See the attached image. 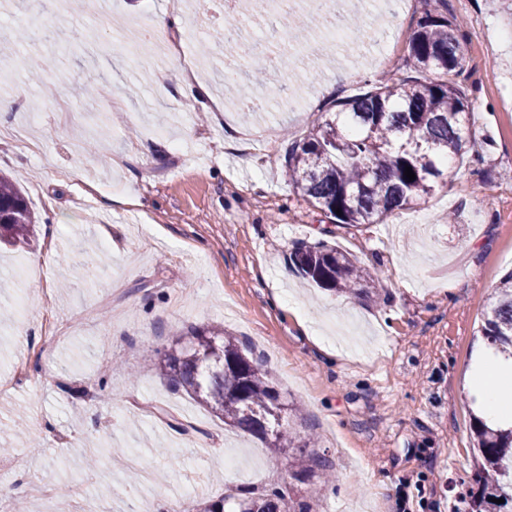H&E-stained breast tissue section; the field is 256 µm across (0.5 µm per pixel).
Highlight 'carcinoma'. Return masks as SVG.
Listing matches in <instances>:
<instances>
[{"instance_id": "1", "label": "carcinoma", "mask_w": 512, "mask_h": 512, "mask_svg": "<svg viewBox=\"0 0 512 512\" xmlns=\"http://www.w3.org/2000/svg\"><path fill=\"white\" fill-rule=\"evenodd\" d=\"M436 3L423 12L408 38L401 74L338 102L334 117L288 146V185L333 224L383 223L392 212L430 195L448 162L464 158L472 147V107L459 80L466 71L460 23L448 18L447 0ZM253 4L237 0L234 20L211 37L231 47L232 64L243 60L258 74L272 70L284 90L291 81L288 56L258 53L239 35L240 18L257 17ZM336 17L342 30L360 32L357 18L344 14L340 3ZM407 166L415 174L411 182L404 175ZM35 224L18 180L0 174V243L28 244ZM291 262L326 290L376 296L377 270L360 266L354 256L324 241L296 246ZM479 333L486 345L512 359V271L489 297ZM176 336L158 363L173 389L184 390L225 425L288 454L293 479L330 481L329 459L311 451L314 438L295 432L294 425L302 423L298 407L283 400L270 372L249 357L250 347L216 328L189 326ZM471 431L478 454L469 512H512V423L490 424L483 413H474ZM284 504L290 512H311L309 502L281 486L204 502L197 512H281Z\"/></svg>"}]
</instances>
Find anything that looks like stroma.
Here are the masks:
<instances>
[{
    "label": "stroma",
    "mask_w": 512,
    "mask_h": 512,
    "mask_svg": "<svg viewBox=\"0 0 512 512\" xmlns=\"http://www.w3.org/2000/svg\"><path fill=\"white\" fill-rule=\"evenodd\" d=\"M174 6L181 54L153 42L124 63L121 40ZM425 8L370 0L361 18L374 39L348 41L332 64L295 43L307 58L291 107L273 76L238 64L262 103L247 118L217 77L224 46L204 40L224 25L216 0H0V40L16 18L29 24L15 55L0 57L12 74L0 101L23 104L0 112V128L38 145L0 156V172L24 173L39 218L30 246L0 251V304L14 309L0 321V427L21 407L28 434L0 471V512L18 499L27 512H169L191 477L201 490L181 512H195L202 496L289 482L285 457L160 378L174 331L191 324L246 341L303 408L304 429L337 464L333 486L294 485L312 512H468L469 352L512 270V112L498 95L512 85V41L488 55L473 21L512 30L504 0H448L465 35L477 162L449 164L429 197L385 223L336 230L341 250L380 269L379 299L318 288L289 260L327 224L284 177L289 142L365 81L402 69ZM188 58L223 100L203 121L175 80ZM122 196L131 206H114ZM74 254L79 274L64 291ZM43 484L70 491L46 506Z\"/></svg>",
    "instance_id": "obj_1"
}]
</instances>
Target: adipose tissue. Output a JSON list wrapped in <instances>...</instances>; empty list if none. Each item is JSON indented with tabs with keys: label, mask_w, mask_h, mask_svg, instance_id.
<instances>
[{
	"label": "adipose tissue",
	"mask_w": 512,
	"mask_h": 512,
	"mask_svg": "<svg viewBox=\"0 0 512 512\" xmlns=\"http://www.w3.org/2000/svg\"><path fill=\"white\" fill-rule=\"evenodd\" d=\"M480 402L489 419L512 414V360L486 350L476 374Z\"/></svg>",
	"instance_id": "adipose-tissue-1"
}]
</instances>
